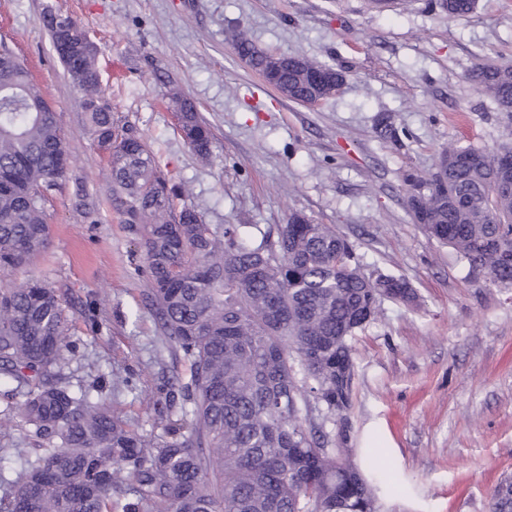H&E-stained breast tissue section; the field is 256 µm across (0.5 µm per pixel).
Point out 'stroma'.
<instances>
[{"mask_svg": "<svg viewBox=\"0 0 512 512\" xmlns=\"http://www.w3.org/2000/svg\"><path fill=\"white\" fill-rule=\"evenodd\" d=\"M48 9L88 30L115 120L141 130L206 223L274 234L299 211L335 225L365 274L409 282L416 305L382 301L353 336L351 409L325 429L355 462L381 448V512H488L494 486L512 477V286L470 272L424 234L404 176L434 172L451 142L512 141V117L469 78L480 62L512 66V0H476L458 20L440 0L382 10L372 0H0V45L41 86L70 149L67 179L46 204L50 243L30 272L75 324L66 374L86 384L111 374L114 409L148 431L147 401L172 355L145 299L139 236L112 208L108 156L41 24ZM241 32L270 53L333 66L342 86L314 106L289 100L238 57ZM132 43L140 55H126ZM174 91L210 124L212 161L184 141ZM386 119L396 138L378 137ZM80 195L96 223L76 209ZM89 306L102 323L96 335ZM12 389L0 380V450L11 455L35 445L5 410Z\"/></svg>", "mask_w": 512, "mask_h": 512, "instance_id": "obj_1", "label": "stroma"}]
</instances>
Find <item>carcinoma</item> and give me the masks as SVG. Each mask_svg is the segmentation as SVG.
I'll return each mask as SVG.
<instances>
[{
    "label": "carcinoma",
    "mask_w": 512,
    "mask_h": 512,
    "mask_svg": "<svg viewBox=\"0 0 512 512\" xmlns=\"http://www.w3.org/2000/svg\"><path fill=\"white\" fill-rule=\"evenodd\" d=\"M475 0H442L448 16ZM42 24L73 86L83 94L88 132L108 153L112 205L140 235L147 299L159 330L189 376L174 369L155 387L149 410L162 433L130 428L103 395L63 373L71 321L55 289L23 278L0 289V380L39 441L19 455L0 512H380L378 478L349 459L312 410L344 419L351 407L355 331L377 319L379 303L415 301L395 275L366 276L335 228L295 212L277 237L244 224L213 227L192 206L176 209L141 133L112 116L97 66L71 17L47 11ZM240 55L265 66L244 34ZM332 67L289 56L276 85L288 99H326ZM497 105L512 99V67L478 63L470 73ZM178 128L201 159L213 133L181 99ZM512 147L444 148L438 179L404 177L407 206L423 232L451 248L473 273L512 286V171L496 158ZM70 153L43 90L13 53L0 49V270L25 273L49 242L45 205L66 178ZM491 512H512V479L491 492Z\"/></svg>",
    "instance_id": "cac0c4a2"
}]
</instances>
